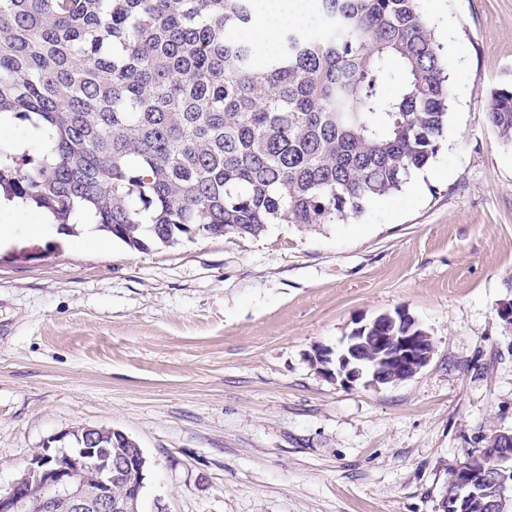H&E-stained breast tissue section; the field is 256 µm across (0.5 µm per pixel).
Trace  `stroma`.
Listing matches in <instances>:
<instances>
[{
  "label": "stroma",
  "mask_w": 512,
  "mask_h": 512,
  "mask_svg": "<svg viewBox=\"0 0 512 512\" xmlns=\"http://www.w3.org/2000/svg\"><path fill=\"white\" fill-rule=\"evenodd\" d=\"M454 76L438 156L347 224H272L139 252L17 223L0 246V490L47 440L109 426L151 468L139 512H436L447 464L512 429V0H421ZM406 309L413 378L344 386L309 362ZM487 119L500 144L512 149V82L504 81L491 91Z\"/></svg>",
  "instance_id": "stroma-1"
}]
</instances>
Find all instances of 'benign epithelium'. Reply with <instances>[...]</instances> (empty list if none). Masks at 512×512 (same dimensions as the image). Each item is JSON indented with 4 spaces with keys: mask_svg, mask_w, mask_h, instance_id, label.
Here are the masks:
<instances>
[{
    "mask_svg": "<svg viewBox=\"0 0 512 512\" xmlns=\"http://www.w3.org/2000/svg\"><path fill=\"white\" fill-rule=\"evenodd\" d=\"M414 322L404 308L358 321L340 347H319L312 355L322 372L345 385L368 378L373 386L408 380L431 360L434 345L428 336L409 335ZM376 360L367 363L366 353ZM482 458L493 457L495 465L481 473L493 486L491 496L480 504L483 512H507L512 502V483L504 474L512 460V430H498L481 436ZM98 440L84 438L80 448H44L35 452L23 474L4 492L0 491V512H56L63 501L69 512H134L141 493L144 460L113 467L112 450L97 446ZM123 478L128 492L122 499L112 496V481ZM454 495L443 492L437 512H456L463 500L474 495L468 482L449 484Z\"/></svg>",
    "mask_w": 512,
    "mask_h": 512,
    "instance_id": "1",
    "label": "benign epithelium"
}]
</instances>
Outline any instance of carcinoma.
Masks as SVG:
<instances>
[{"mask_svg":"<svg viewBox=\"0 0 512 512\" xmlns=\"http://www.w3.org/2000/svg\"><path fill=\"white\" fill-rule=\"evenodd\" d=\"M259 55L255 0H0V196L131 250L347 224L441 149L453 80L420 0H313ZM487 119L512 149V82ZM488 463L448 466V481Z\"/></svg>","mask_w":512,"mask_h":512,"instance_id":"1","label":"carcinoma"}]
</instances>
